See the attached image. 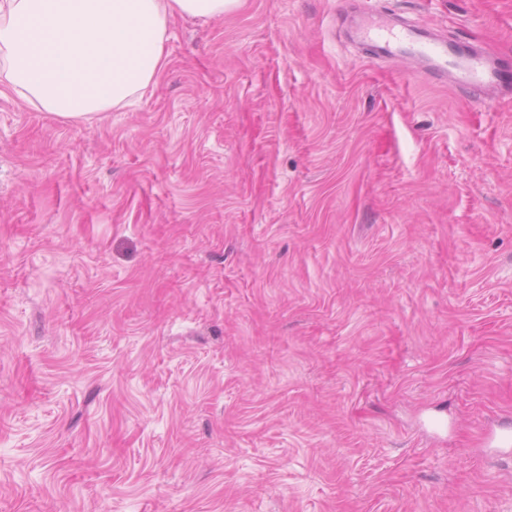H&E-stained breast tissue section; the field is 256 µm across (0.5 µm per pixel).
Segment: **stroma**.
Wrapping results in <instances>:
<instances>
[{
  "label": "stroma",
  "instance_id": "stroma-1",
  "mask_svg": "<svg viewBox=\"0 0 512 512\" xmlns=\"http://www.w3.org/2000/svg\"><path fill=\"white\" fill-rule=\"evenodd\" d=\"M350 5L512 55V0H245L134 106L0 94V512H512V98ZM359 34L374 56L408 59L412 64L427 62L423 70L426 75L448 81L467 93L483 99L512 94V81L502 59L485 48L456 42L460 50L450 53L446 39L379 13H364Z\"/></svg>",
  "mask_w": 512,
  "mask_h": 512
}]
</instances>
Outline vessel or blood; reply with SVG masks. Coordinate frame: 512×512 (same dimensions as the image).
I'll use <instances>...</instances> for the list:
<instances>
[{
    "instance_id": "b4317fda",
    "label": "vessel or blood",
    "mask_w": 512,
    "mask_h": 512,
    "mask_svg": "<svg viewBox=\"0 0 512 512\" xmlns=\"http://www.w3.org/2000/svg\"><path fill=\"white\" fill-rule=\"evenodd\" d=\"M359 34L374 56L424 63L426 75L486 99L512 94V77L502 59L483 48L460 44L450 52L446 39L433 36L428 29L409 27L392 16L365 14Z\"/></svg>"
}]
</instances>
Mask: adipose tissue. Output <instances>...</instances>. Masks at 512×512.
Segmentation results:
<instances>
[{"instance_id": "1", "label": "adipose tissue", "mask_w": 512, "mask_h": 512, "mask_svg": "<svg viewBox=\"0 0 512 512\" xmlns=\"http://www.w3.org/2000/svg\"><path fill=\"white\" fill-rule=\"evenodd\" d=\"M242 2L0 0V88L62 120L91 121L156 81L172 18H219Z\"/></svg>"}]
</instances>
